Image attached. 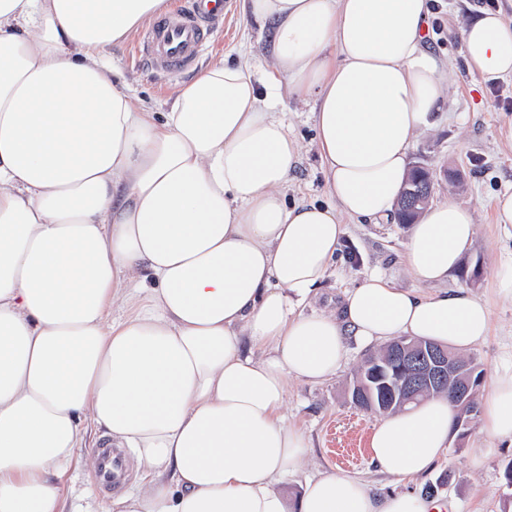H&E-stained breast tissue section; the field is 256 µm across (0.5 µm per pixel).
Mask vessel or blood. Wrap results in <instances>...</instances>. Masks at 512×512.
Listing matches in <instances>:
<instances>
[{"label": "vessel or blood", "mask_w": 512, "mask_h": 512, "mask_svg": "<svg viewBox=\"0 0 512 512\" xmlns=\"http://www.w3.org/2000/svg\"><path fill=\"white\" fill-rule=\"evenodd\" d=\"M225 4L226 0H187L143 33L136 47L139 62L169 74L189 69L209 31L223 23ZM96 453L101 487L112 490L123 484L128 470L125 453L108 446L98 447Z\"/></svg>", "instance_id": "b4317fda"}]
</instances>
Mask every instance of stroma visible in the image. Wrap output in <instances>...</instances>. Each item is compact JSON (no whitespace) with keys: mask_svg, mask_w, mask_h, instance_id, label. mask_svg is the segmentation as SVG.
Segmentation results:
<instances>
[{"mask_svg":"<svg viewBox=\"0 0 512 512\" xmlns=\"http://www.w3.org/2000/svg\"><path fill=\"white\" fill-rule=\"evenodd\" d=\"M489 6L512 22V0H438L428 47L448 66V110L438 114L433 129L413 139L409 149L411 164L425 167L433 178L432 202L453 200L475 212L474 243L447 286L482 299L490 309V334L469 351L483 371L485 391L491 388L504 353L512 350V299L501 295L496 285V264L501 256L512 253V228L497 224L492 202L497 193L512 190V78L494 85L479 82L462 58L461 31L477 9ZM229 9L223 29L214 34L197 65L202 68L224 58L235 61L245 52L257 64L256 77H263L267 33L243 16L240 0H231ZM139 39L135 33L112 47V65L122 72L134 100L167 111L190 75H164L143 67L134 55ZM281 110L302 153L286 190L288 203L328 202L323 162L314 143L311 102L288 96ZM408 237L405 224L346 220L329 272L302 304V312L340 308L347 292L373 272L397 287H415L402 262ZM367 353V347L350 344L335 378L320 384L289 380L288 421L310 445L301 471L280 486L289 503H296L306 476L334 472L361 478L378 495L418 489L454 503L459 512H512V486L504 477V468L512 461V443L488 442L480 422L471 423L465 438L450 435L442 459L418 478L401 481L372 464L369 440L380 417L356 408L349 395L354 371ZM485 447L490 455L474 464L476 449ZM95 475L81 460L62 477L65 512H110L112 497L96 491Z\"/></svg>","mask_w":512,"mask_h":512,"instance_id":"1","label":"stroma"}]
</instances>
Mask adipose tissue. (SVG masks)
I'll list each match as a JSON object with an SVG mask.
<instances>
[{"mask_svg": "<svg viewBox=\"0 0 512 512\" xmlns=\"http://www.w3.org/2000/svg\"><path fill=\"white\" fill-rule=\"evenodd\" d=\"M270 30L273 68H201L169 111L133 101L108 50L168 0H0V512H61L85 422L131 449L146 477L115 512H441L422 491L382 497L336 474L280 484L309 452L282 412L289 379L336 376L349 341L401 336L458 350L491 313L431 295L477 234L472 210L429 205L409 231L415 289L371 274L342 315L300 313L325 278L342 216L394 218L409 146L447 101L424 40L432 0H243ZM482 83L512 77V24L463 28ZM311 97L329 203L288 204L301 148L279 108ZM119 305L121 318L108 311ZM456 411L437 396L379 421L378 467L426 472ZM512 440V356L481 404Z\"/></svg>", "mask_w": 512, "mask_h": 512, "instance_id": "obj_1", "label": "adipose tissue"}]
</instances>
